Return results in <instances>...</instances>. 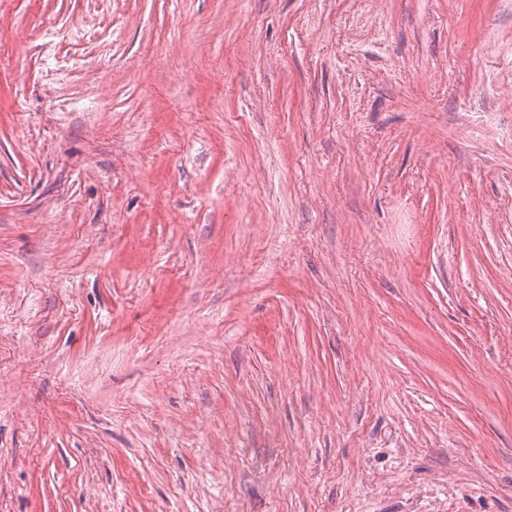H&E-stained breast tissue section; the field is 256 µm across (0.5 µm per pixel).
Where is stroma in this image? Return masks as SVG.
<instances>
[{
    "mask_svg": "<svg viewBox=\"0 0 512 512\" xmlns=\"http://www.w3.org/2000/svg\"><path fill=\"white\" fill-rule=\"evenodd\" d=\"M0 512H512V0H0Z\"/></svg>",
    "mask_w": 512,
    "mask_h": 512,
    "instance_id": "obj_1",
    "label": "stroma"
}]
</instances>
